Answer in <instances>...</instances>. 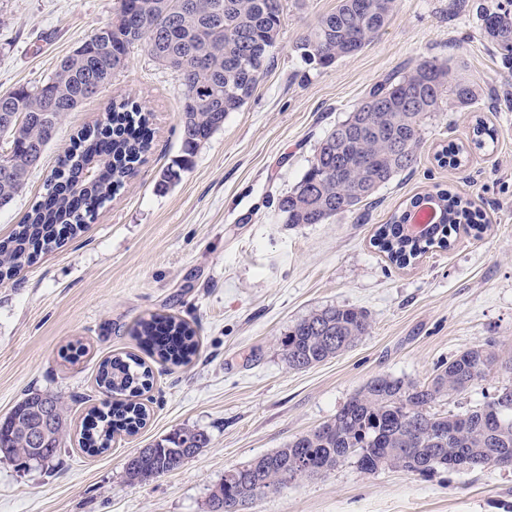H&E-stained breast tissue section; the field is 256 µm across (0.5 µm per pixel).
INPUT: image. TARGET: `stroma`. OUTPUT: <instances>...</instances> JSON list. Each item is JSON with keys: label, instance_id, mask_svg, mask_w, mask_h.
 Returning <instances> with one entry per match:
<instances>
[{"label": "stroma", "instance_id": "1", "mask_svg": "<svg viewBox=\"0 0 512 512\" xmlns=\"http://www.w3.org/2000/svg\"><path fill=\"white\" fill-rule=\"evenodd\" d=\"M115 0H0V93L34 86L114 16ZM505 0H395L373 42L328 68L305 64L296 39L336 0H283L279 44L253 96L203 143L178 182L162 174L182 156L181 89L145 45L100 94L69 112L26 189L0 209V243L39 200L71 134L130 96L153 114L145 162L83 231L40 253L0 285V419L33 392L62 397L70 428L50 468L0 458V512H207L226 470L283 447L336 412L371 379L421 382L461 351L495 341L512 351V69L480 27ZM434 58L463 66L487 90L469 108L445 100L424 121L413 170L382 186L371 203L324 224L289 226L277 201L307 170L320 140L393 70ZM498 131L494 146L461 167L435 154L467 142L476 119ZM450 188L473 201L489 226L461 227L449 248L407 268L372 245L378 225L408 198ZM367 311L368 333L347 351L289 369L288 328L327 307ZM174 315L195 329L188 364L152 356L135 336L139 320ZM134 354L153 371L142 401L149 420L88 456L78 446L90 408L108 399L100 363ZM512 383L493 370L439 413H459ZM209 442L180 468L129 484L125 462L179 427ZM249 512H512V467L427 474L365 471L353 460L258 500Z\"/></svg>", "mask_w": 512, "mask_h": 512}]
</instances>
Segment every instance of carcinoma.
<instances>
[{
    "mask_svg": "<svg viewBox=\"0 0 512 512\" xmlns=\"http://www.w3.org/2000/svg\"><path fill=\"white\" fill-rule=\"evenodd\" d=\"M115 0V20L82 42L42 83L0 95V139L13 146L0 158V207L10 205L30 178L29 157L43 156L66 113L111 84L114 62L143 42L153 60L171 72L181 88L182 151L177 168L163 182L179 180L203 142L239 111L268 69L282 27V0ZM336 0L335 9L318 19L295 42L294 50L309 65L328 68L363 51L388 23L395 0ZM482 28L492 47L512 65V11H489ZM460 107L481 96L470 81L451 77V68L422 59L375 83L320 141L298 186L277 203L284 224H323L364 206L378 189L413 169L422 143L424 120L441 110L445 96ZM495 130L478 120L470 143L481 149L495 140ZM150 112L129 98L113 100L103 119L81 130L46 180V193L0 246V283L14 278L46 246L78 235L105 202L135 175L151 149ZM469 148L450 146L442 165L457 168ZM434 196L444 218L431 236L410 240L402 234L406 212L420 203L414 196L389 223L378 227L374 246L390 262L406 268L434 247L450 246L462 225L486 227L482 213L457 193L439 189ZM370 328L366 312L329 306L298 319L282 341L288 368L302 370L350 348ZM161 360L190 362L197 352L194 329L171 315H152L135 330ZM512 370L496 344L462 351L428 382H405L377 376L357 391L336 416L312 432L299 435L274 452L224 473L208 499V512H236L240 503H255L270 490L299 478L323 474L354 457L367 471L380 468L430 473L440 468L473 470L512 466V385L474 409L443 414L432 407L444 396L461 393L494 367ZM150 370L132 355L104 360L97 386L115 397L112 408L92 409L78 439L89 455L112 446L114 435L135 434L148 417L136 398L150 386ZM67 430L61 398L31 393L0 421V454L24 468L50 466L60 455ZM208 444L197 428L179 427L130 456L125 473L131 483H147L179 468Z\"/></svg>",
    "mask_w": 512,
    "mask_h": 512,
    "instance_id": "cac0c4a2",
    "label": "carcinoma"
}]
</instances>
